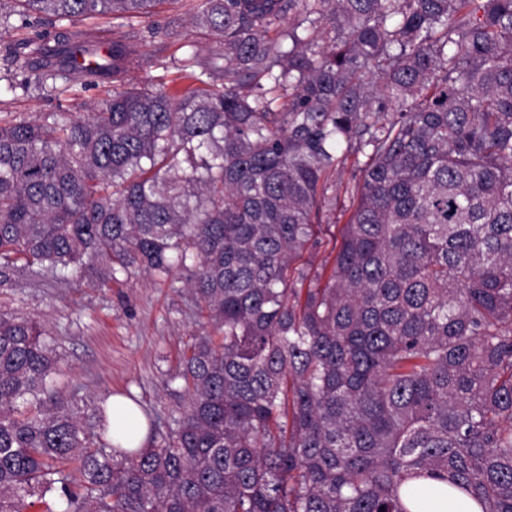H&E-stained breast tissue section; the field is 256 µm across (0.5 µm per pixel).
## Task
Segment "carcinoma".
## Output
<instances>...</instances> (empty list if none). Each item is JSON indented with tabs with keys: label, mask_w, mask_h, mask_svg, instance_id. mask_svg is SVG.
Returning a JSON list of instances; mask_svg holds the SVG:
<instances>
[{
	"label": "carcinoma",
	"mask_w": 512,
	"mask_h": 512,
	"mask_svg": "<svg viewBox=\"0 0 512 512\" xmlns=\"http://www.w3.org/2000/svg\"><path fill=\"white\" fill-rule=\"evenodd\" d=\"M169 0H0V46L76 113L0 122V281L141 269L213 333L161 443L86 429L42 324L0 311V512H410L437 477L512 512V0H198L180 90L77 17ZM362 156L331 266L303 260ZM12 23L15 26L14 28H11L7 33H3L2 38H1V34H0V39L2 40L1 43L7 42V41H10V42L19 41V40L29 36L30 34H35L39 31L43 30V28L40 25H37L32 18H26V17L14 15L12 18ZM25 24H27L26 25L27 28L23 27V26H25ZM28 24H30V25H28ZM112 95V83H102L98 88L90 89L87 92H84L78 96H68V98H65L64 96H61L60 99L64 101L66 99L67 101L64 102V104H69L71 106V109L73 112H85L81 109V105L83 103L86 104H93L98 101L104 100L109 98Z\"/></svg>",
	"instance_id": "obj_1"
}]
</instances>
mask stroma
I'll list each match as a JSON object with an SVG mask.
<instances>
[{
	"label": "stroma",
	"instance_id": "1",
	"mask_svg": "<svg viewBox=\"0 0 512 512\" xmlns=\"http://www.w3.org/2000/svg\"><path fill=\"white\" fill-rule=\"evenodd\" d=\"M196 0H168L150 19L113 25L96 18L106 40L138 43L128 83L148 86L180 79L186 46L205 50L210 41L188 23ZM23 64L0 59V119L12 121L52 111L55 95L28 85ZM0 310L40 321L55 348L60 393L84 424H92L99 398L132 396L168 433L189 404L180 383L170 381L192 336L205 333L203 319L182 281H159L140 271L119 275L108 288L88 280L60 282L20 274L0 284Z\"/></svg>",
	"mask_w": 512,
	"mask_h": 512
}]
</instances>
